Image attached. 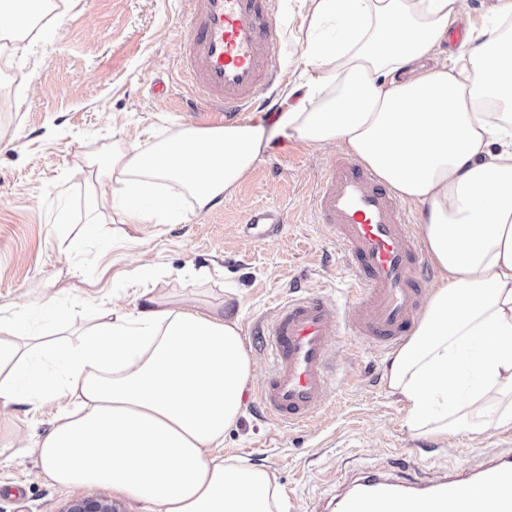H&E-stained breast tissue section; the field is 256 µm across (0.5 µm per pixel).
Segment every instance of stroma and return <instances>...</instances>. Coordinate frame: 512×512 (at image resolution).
<instances>
[{"label":"stroma","instance_id":"1","mask_svg":"<svg viewBox=\"0 0 512 512\" xmlns=\"http://www.w3.org/2000/svg\"><path fill=\"white\" fill-rule=\"evenodd\" d=\"M53 2L19 51L0 50V317L28 309L31 331L75 346L100 316L133 308L144 291L174 308H231L244 332L269 320L298 282L347 307L344 247L310 214L336 147L274 135L224 204L182 224H124L110 209H88L91 165L113 142L158 141L217 121L187 107L193 90L180 68L190 32L186 0ZM275 8L284 83L274 111L247 116L267 128L288 104L304 41L302 0H275ZM160 80L170 90L164 99L153 92ZM257 206L281 210L284 227L260 242L240 240L237 226ZM143 264L158 270L144 288L135 284ZM214 267L223 276L200 277ZM49 306L66 312L65 325L46 315ZM337 348L333 389L304 426L263 414L254 392L267 359L259 347L247 348L253 373L243 414L219 453L273 472L280 512H316L355 467H389L417 479L476 470L512 449V427L493 425L480 435L410 430L406 403L383 380L387 354L354 336L339 337ZM63 412L62 401L51 399L0 411V512H62L86 496V489L45 480L28 447Z\"/></svg>","mask_w":512,"mask_h":512}]
</instances>
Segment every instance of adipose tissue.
<instances>
[{
  "label": "adipose tissue",
  "instance_id": "ef3b65f1",
  "mask_svg": "<svg viewBox=\"0 0 512 512\" xmlns=\"http://www.w3.org/2000/svg\"><path fill=\"white\" fill-rule=\"evenodd\" d=\"M301 73L277 127L339 145L422 205L437 271L388 388L420 433L512 423V0L444 53L467 0H305ZM264 127L185 128L143 149L116 144L91 206L126 224H180L230 197L262 159ZM25 316L0 317V407L67 399L34 452L49 482L111 487L145 512H274L269 471L216 453L243 411L251 360L236 320L159 299L113 310L80 345L20 350ZM61 369L45 374L41 360Z\"/></svg>",
  "mask_w": 512,
  "mask_h": 512
}]
</instances>
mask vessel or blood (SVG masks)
Instances as JSON below:
<instances>
[{
  "instance_id": "obj_1",
  "label": "vessel or blood",
  "mask_w": 512,
  "mask_h": 512,
  "mask_svg": "<svg viewBox=\"0 0 512 512\" xmlns=\"http://www.w3.org/2000/svg\"><path fill=\"white\" fill-rule=\"evenodd\" d=\"M192 35L183 71L196 94L190 107L222 112L226 123L267 110L264 93L280 74L273 0H189ZM324 232L340 240L354 303L343 314L317 290L297 292L275 309L262 341L271 374L257 392L266 414L291 425L310 421L330 386L328 360L347 333L391 349L410 336L432 275L410 211L373 170L338 155L311 197ZM281 212L250 211L241 234L261 240L279 233ZM333 512H512V454L466 475L418 483L402 475L363 471L341 478Z\"/></svg>"
}]
</instances>
